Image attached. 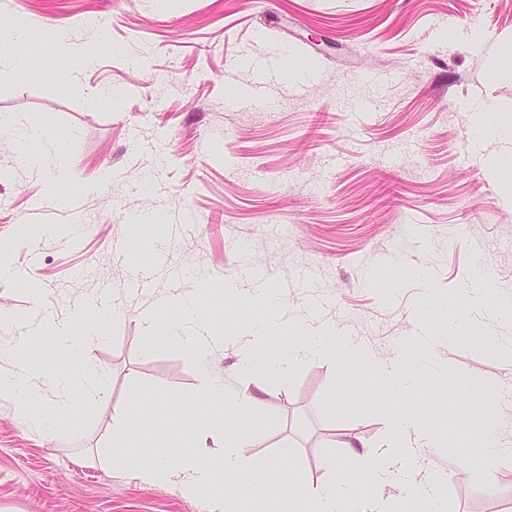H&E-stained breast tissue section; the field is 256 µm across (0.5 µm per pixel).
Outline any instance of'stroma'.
Masks as SVG:
<instances>
[{"label": "stroma", "instance_id": "1", "mask_svg": "<svg viewBox=\"0 0 512 512\" xmlns=\"http://www.w3.org/2000/svg\"><path fill=\"white\" fill-rule=\"evenodd\" d=\"M475 26L486 47L471 44ZM52 30L95 46L94 65L61 51L31 66ZM510 36L512 0H0V114L14 118L0 127V245L18 272L0 281V309L27 316L37 304L57 320L117 310L85 359L107 379L100 399L89 407L43 390L69 405L55 438L0 398V512H208L209 494L188 499L113 468L112 417L136 403L138 450L148 454L201 418L231 416L202 394L197 361L167 339L176 311L166 300L210 286L216 331L241 335L261 310L221 287L246 268L286 309H316L368 355L356 371L324 357L285 378L245 379L233 348L218 347L207 367L225 395L260 398L247 455L281 458L310 482L337 473L360 487L369 475L345 465L343 445L381 442L396 411L441 434L427 467L449 476L447 512H512V455L490 461V484L454 477L457 449L478 451L481 419L512 442V404L490 396L503 334L492 311L512 288V63L488 50ZM285 43L313 78L259 75ZM17 55L26 69L13 65ZM367 71L385 83L367 82ZM110 87L119 100L100 97ZM231 87L246 100L229 105ZM481 100L497 105L498 129L477 155L469 106ZM42 129L63 141L70 170L53 197L19 156L38 151ZM119 237L124 263L112 254ZM155 240L164 260L147 288L132 290L131 263ZM477 257L493 272L485 311L419 370L413 394L389 396L379 369L417 312L456 322ZM146 313L157 337L140 326ZM450 369L445 396L436 384Z\"/></svg>", "mask_w": 512, "mask_h": 512}]
</instances>
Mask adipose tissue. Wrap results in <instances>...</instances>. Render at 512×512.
Masks as SVG:
<instances>
[{"label":"adipose tissue","instance_id":"adipose-tissue-1","mask_svg":"<svg viewBox=\"0 0 512 512\" xmlns=\"http://www.w3.org/2000/svg\"><path fill=\"white\" fill-rule=\"evenodd\" d=\"M41 147L36 155L25 162L48 184H56L67 175V166L60 144L48 135L39 138ZM225 293L264 304L263 318L255 322L248 333L238 337L237 372L245 378L271 373L285 376L296 366L313 361L323 355H336L348 366L361 365L365 351L361 344L340 328L317 325L304 332L300 342L285 350L274 348L272 332L282 322L292 324L301 320L300 314L286 312L276 300L272 289L257 277H250L248 285L236 281L224 284ZM179 318L169 327L168 337L185 347L195 358L206 360L218 345L219 338L212 331L198 299L177 297L172 301ZM50 336L57 349L67 359V366L56 363L32 365L27 355L38 337ZM458 338L456 326H449L448 341ZM100 329L81 317L58 322L42 316L32 333L26 338H12L0 347V356L11 360L9 369L0 372V397L13 400L21 422L34 425L39 432L57 434L60 419L65 414L61 403H42L41 385H49L65 392L79 391L84 402L94 404L105 385L104 374L88 378L77 372L83 364L87 349L101 342ZM443 338L432 335L426 320H418L417 330L407 337L398 349L390 367L384 370L388 392L395 397L413 391V372L427 364ZM391 438L377 446L346 443L344 459L350 467L367 469L371 482L357 488L343 479L332 478L321 483H307L290 475L289 512H413V504L431 503L437 498L441 478L427 473V449L442 445L440 436L423 422L392 413L388 420ZM140 429L133 407L116 412L112 422V464L129 469L149 485L171 483L187 497L194 498L204 489L218 488L211 512H224L227 505L238 501L242 494L240 479L250 484H268L272 474L285 466L284 461L270 459L258 461L247 455L251 431L246 427L228 428L223 421H204L198 424L193 438L175 434L172 447L179 448L193 442L194 453L170 458L156 453L145 457L131 454L130 449ZM218 445L219 459L208 454L209 445ZM494 422L483 425V439L479 457L466 460L460 473L471 483L490 481L488 463L503 454ZM225 475L224 484H217L218 475ZM398 485L394 496L384 495V485Z\"/></svg>","mask_w":512,"mask_h":512}]
</instances>
